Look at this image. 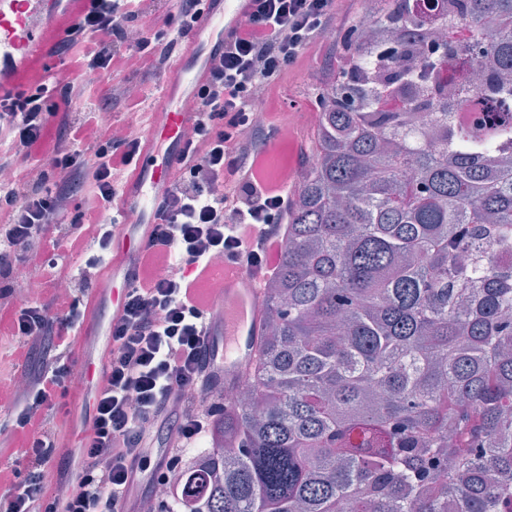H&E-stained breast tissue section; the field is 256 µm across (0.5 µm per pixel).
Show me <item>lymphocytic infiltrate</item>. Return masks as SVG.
I'll return each mask as SVG.
<instances>
[{"label":"lymphocytic infiltrate","mask_w":512,"mask_h":512,"mask_svg":"<svg viewBox=\"0 0 512 512\" xmlns=\"http://www.w3.org/2000/svg\"><path fill=\"white\" fill-rule=\"evenodd\" d=\"M245 23L224 39L211 59L209 79L194 109L198 117L184 136L177 167L159 205L145 250L162 269L129 286L123 311L110 327L106 376L96 387L89 430L78 443L80 469L51 488L41 467L53 460L58 441L53 408L66 397L79 351L92 284L112 259L114 225L123 180L136 163L141 141L101 122L103 112L154 109L152 98H133L124 84L98 97L92 86L39 84L0 102V129L11 137L0 154V300L15 291L12 272L31 250L58 255L69 248L85 255L73 289L54 291L48 303L10 311L8 331L25 381L11 398L12 439L31 468L0 467V483L15 486L7 512H125L137 485L135 466L153 454V436L166 427L164 468L174 470L184 448L223 414L220 402L198 401L214 386L213 321L192 290L194 275L224 255L272 276L265 260L284 245L293 207L290 193L271 192L253 174L272 133L266 107L271 91L302 53L334 27L337 0H251ZM204 8L202 0H177L159 28L146 19V0H93L57 54L83 71L130 74L141 86L156 84L173 51L184 45ZM140 31L129 40L127 29ZM81 100L83 112L71 104ZM47 159L60 176H18L23 164Z\"/></svg>","instance_id":"obj_1"}]
</instances>
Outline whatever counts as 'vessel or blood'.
I'll list each match as a JSON object with an SVG mask.
<instances>
[{
    "label": "vessel or blood",
    "instance_id": "b4317fda",
    "mask_svg": "<svg viewBox=\"0 0 512 512\" xmlns=\"http://www.w3.org/2000/svg\"><path fill=\"white\" fill-rule=\"evenodd\" d=\"M91 0H0V97L28 89L52 62L51 50L89 10ZM249 0H206V8L191 32L181 59L170 70L143 130L137 163L122 186L119 231L112 244V273L131 281L139 269V244L153 224L159 200L169 185L181 136L193 126L190 108L209 76L208 61L225 35L246 16ZM267 182L297 190L300 175L293 156L270 146L263 161ZM223 295L205 294L217 312V335L224 348L216 359L218 382L230 386L248 372L264 323V278L234 262H225ZM110 296L113 316L122 313L123 298L103 281L94 289L84 318L85 327L97 319L101 299Z\"/></svg>",
    "mask_w": 512,
    "mask_h": 512
}]
</instances>
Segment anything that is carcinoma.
<instances>
[{
	"label": "carcinoma",
	"mask_w": 512,
	"mask_h": 512,
	"mask_svg": "<svg viewBox=\"0 0 512 512\" xmlns=\"http://www.w3.org/2000/svg\"><path fill=\"white\" fill-rule=\"evenodd\" d=\"M435 2L378 18L401 31L402 88L318 93L259 397L225 402L163 512H512V0ZM455 14L485 41L458 34L434 62L493 60L486 128L413 75L408 33Z\"/></svg>",
	"instance_id": "obj_1"
}]
</instances>
